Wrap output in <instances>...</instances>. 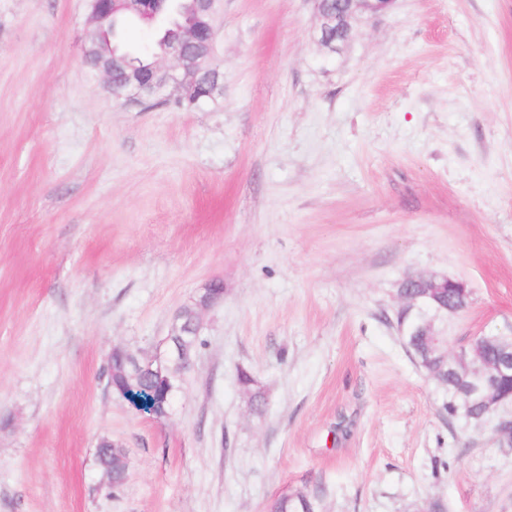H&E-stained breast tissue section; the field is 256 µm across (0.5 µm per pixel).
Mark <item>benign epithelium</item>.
<instances>
[{
  "mask_svg": "<svg viewBox=\"0 0 512 512\" xmlns=\"http://www.w3.org/2000/svg\"><path fill=\"white\" fill-rule=\"evenodd\" d=\"M174 0H91L90 24L92 29L84 46V59L96 63V71L102 75L105 83L117 98H124L136 104H146L164 94L175 96L176 100H185L196 87L203 85L212 97L224 94V74L214 62L216 40V14L221 0H197L201 13L210 17L203 26H188L181 29V34L174 47L155 60L153 67L146 73L130 75L124 70V61L115 55L114 50L101 51L98 38L101 22L106 18L136 8L138 19L150 23L160 14L166 12ZM392 0H314V17L320 38L329 43L336 42L337 36L349 40L353 23L364 17L378 16L391 5ZM456 280L443 275L431 274L410 278L401 284L402 295L409 304L420 312L419 335L427 338L433 351L448 352V337L438 328V321L443 313L455 314L465 305L448 299L441 302L445 289ZM222 287L218 281H212L202 288L192 300L195 319L194 334L200 333L201 312L207 310L223 299V294L214 295L211 289ZM482 336L473 337L467 346L452 355L456 365L469 370V365L479 358ZM185 358L183 341L174 339L166 343L164 352L143 360L134 361V367L155 368V373H162V365L179 363ZM512 376V349H503L495 363L485 370H475L470 381V395L480 400L483 406L480 425H489L493 433L501 440L512 445V415L503 409L512 406L496 393V384L504 376Z\"/></svg>",
  "mask_w": 512,
  "mask_h": 512,
  "instance_id": "obj_1",
  "label": "benign epithelium"
}]
</instances>
